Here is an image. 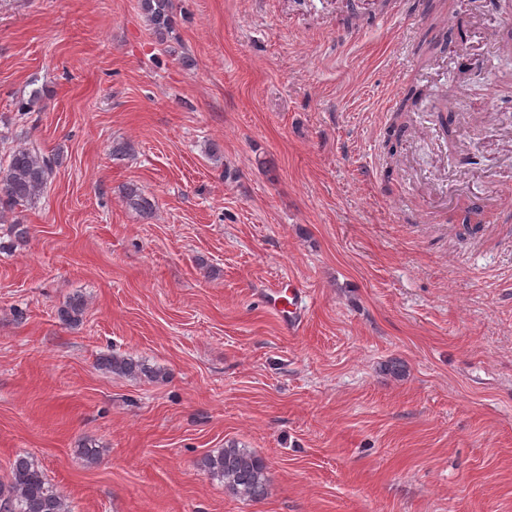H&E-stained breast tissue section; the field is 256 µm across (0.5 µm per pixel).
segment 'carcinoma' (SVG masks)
<instances>
[{"label":"carcinoma","mask_w":512,"mask_h":512,"mask_svg":"<svg viewBox=\"0 0 512 512\" xmlns=\"http://www.w3.org/2000/svg\"><path fill=\"white\" fill-rule=\"evenodd\" d=\"M143 6L156 29L169 25V0H143ZM420 96L418 87H410L395 112L394 123H403ZM59 167V155L43 149L36 141L25 140L11 147L7 158L0 160V220L20 225L14 218L15 210L39 199ZM85 307L83 299L73 298L60 308L58 317L65 324L76 325L82 320ZM100 366L131 378H155L160 374V370L132 356L110 354L100 359ZM200 467L221 479L224 489L236 497L258 501L268 495L265 461L247 448L231 444L206 455ZM0 508L5 512H67L63 496L48 481L42 468L26 455L16 457L9 482L0 486Z\"/></svg>","instance_id":"cac0c4a2"}]
</instances>
